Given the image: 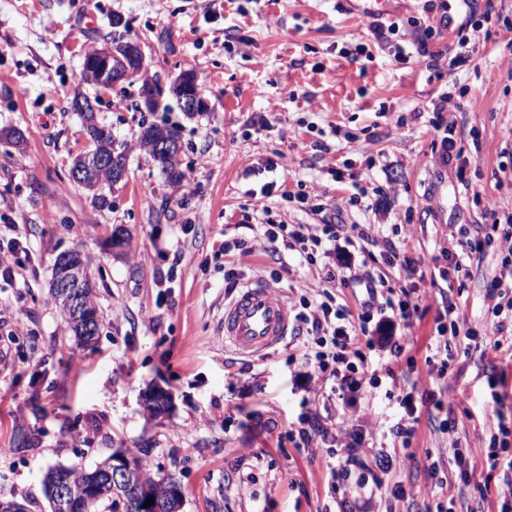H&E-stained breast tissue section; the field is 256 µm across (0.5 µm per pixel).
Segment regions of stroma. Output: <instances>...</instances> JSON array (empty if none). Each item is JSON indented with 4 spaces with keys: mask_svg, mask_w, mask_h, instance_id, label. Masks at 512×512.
I'll list each match as a JSON object with an SVG mask.
<instances>
[{
    "mask_svg": "<svg viewBox=\"0 0 512 512\" xmlns=\"http://www.w3.org/2000/svg\"><path fill=\"white\" fill-rule=\"evenodd\" d=\"M355 0H0V130H17L18 146L0 144V512H51L47 466L87 470L119 448L145 458L150 472L176 477L181 512H351L327 473L326 449L293 447L288 431L305 403L333 413L324 383L309 379L295 344L267 356H243L224 343V242L253 239L246 221L263 208L286 224L318 218L282 191H316L327 209L342 206L344 224H370L399 235L422 278L416 289L426 316L398 327L401 357L374 350L378 369L408 372L436 388L424 358L448 282L440 254L451 226L481 223L482 206H512L497 187L501 128L512 126V0H474L485 35L454 74L438 73L417 53L395 58L374 43L373 16ZM389 18L461 23L457 0H390ZM127 36L145 45L147 67L124 87L82 79L85 55ZM371 58L354 61L356 44ZM193 70L208 102L187 115L140 109L143 78L171 85ZM463 87L450 102L465 166L442 162L425 108L448 81ZM127 144V175L90 191L69 176L89 149L75 94ZM405 116L395 127L392 115ZM179 128L185 173L166 182L139 144L140 123ZM395 188L380 207L343 205L352 173ZM123 231V247L110 245ZM81 250L95 284L101 325L96 343L76 345L49 294L56 257ZM500 260L486 252L473 266L459 313L486 326L484 285ZM448 397L454 435L421 419L412 460L388 481L431 487L430 457L450 438L477 471L458 512H500L486 476L489 425L512 427V357L490 340L454 346ZM162 387L172 406L151 416L145 393ZM358 415L372 437L368 457L401 455L389 428L401 410L384 389L368 390Z\"/></svg>",
    "mask_w": 512,
    "mask_h": 512,
    "instance_id": "35a3bbf8",
    "label": "stroma"
}]
</instances>
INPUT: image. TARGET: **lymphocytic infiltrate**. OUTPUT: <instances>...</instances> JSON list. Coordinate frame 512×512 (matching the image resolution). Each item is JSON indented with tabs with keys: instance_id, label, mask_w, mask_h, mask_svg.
<instances>
[{
	"instance_id": "f902f5d3",
	"label": "lymphocytic infiltrate",
	"mask_w": 512,
	"mask_h": 512,
	"mask_svg": "<svg viewBox=\"0 0 512 512\" xmlns=\"http://www.w3.org/2000/svg\"><path fill=\"white\" fill-rule=\"evenodd\" d=\"M448 99V94L443 93L430 102L432 127L438 134L442 159L446 162L463 156V149L455 138L456 122L445 115ZM490 216L493 227L500 230L498 241L464 229L459 231L457 239L449 241L444 254L458 277L465 279L469 276L470 262L483 256L490 244H497L501 269L486 282L484 299L493 315L490 322L495 335L493 349L506 353L512 351V208L491 210ZM343 231L341 215L337 212L323 213L316 224H282L269 218L260 227L258 241L275 255L283 249L297 252L329 286L317 301L307 294H300V310L295 319L302 338L299 355L310 368L313 379L330 382L336 414L325 417L312 409L302 412L298 427L289 431L288 439L298 448L310 447L316 440L334 448L336 459L326 465L331 478L344 491L358 493L367 484L362 479L352 480L351 474L353 469L365 468L361 452L368 445L366 431L358 426V405L366 387H380L383 378L395 376L391 370L386 375H379L370 366L367 353L376 345L385 344L391 356H400L403 347L395 340L393 332L397 326L412 325L420 310V299L413 296L411 290L398 288L388 274L390 268L396 267L407 275H415L416 262L404 256L402 245L393 239L373 235L368 224L358 227L356 234L363 265L356 267L349 260L341 259L329 266H318V256L331 255V246L339 241ZM374 259L381 260L383 272L376 274L368 268V261ZM356 287L364 288L366 292L358 308L339 302L337 289ZM455 309L453 299H445L442 313L435 318L431 336L433 353L424 359L428 371L436 372L441 379L448 373L452 344L478 337L477 331L468 326L465 319L455 317ZM397 401L403 413L391 434L402 447L411 445L419 422L417 412L422 406L428 413L440 414V432L452 433V426L442 417L449 406L442 391L405 390L399 392Z\"/></svg>"
}]
</instances>
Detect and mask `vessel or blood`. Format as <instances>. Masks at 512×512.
Here are the masks:
<instances>
[{"instance_id": "vessel-or-blood-1", "label": "vessel or blood", "mask_w": 512, "mask_h": 512, "mask_svg": "<svg viewBox=\"0 0 512 512\" xmlns=\"http://www.w3.org/2000/svg\"><path fill=\"white\" fill-rule=\"evenodd\" d=\"M291 328L287 302L262 281L246 285L224 308V339L242 355L268 354Z\"/></svg>"}]
</instances>
